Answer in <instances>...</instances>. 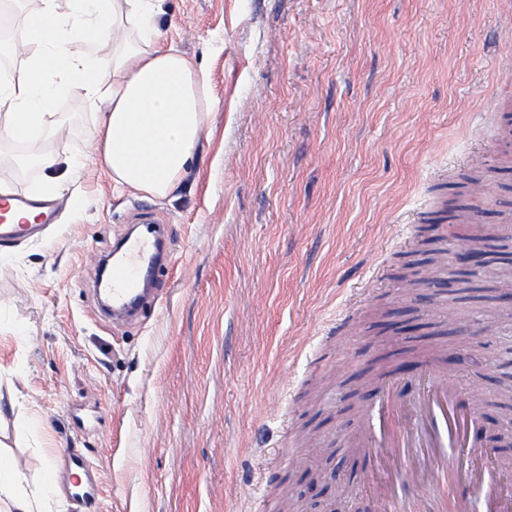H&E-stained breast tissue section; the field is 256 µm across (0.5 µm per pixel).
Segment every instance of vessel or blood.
Here are the masks:
<instances>
[{
	"label": "vessel or blood",
	"instance_id": "1",
	"mask_svg": "<svg viewBox=\"0 0 512 512\" xmlns=\"http://www.w3.org/2000/svg\"><path fill=\"white\" fill-rule=\"evenodd\" d=\"M26 207L40 209L43 223L52 222L50 200L19 190L0 200V237L26 232V225L10 220L16 210ZM159 237L151 230L122 243L106 294L113 311L130 314L144 309L140 273L146 262L159 261ZM475 415L462 386L449 379L447 369L423 363L408 378L387 365L368 403L361 438L366 487L379 499L380 512H403L398 494L401 467L416 454L438 463L437 475L454 497L455 512H470L469 501L477 494L483 497V512H512L511 494L486 487L484 468L469 437Z\"/></svg>",
	"mask_w": 512,
	"mask_h": 512
}]
</instances>
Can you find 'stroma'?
<instances>
[{
	"label": "stroma",
	"instance_id": "35a3bbf8",
	"mask_svg": "<svg viewBox=\"0 0 512 512\" xmlns=\"http://www.w3.org/2000/svg\"><path fill=\"white\" fill-rule=\"evenodd\" d=\"M163 41L206 70L219 104L198 157L165 198L116 188L92 141L103 113L60 98L76 158L57 224L0 239V443L28 478L93 476L85 512H277L304 476L342 494L309 512H376L347 439V396L406 336L473 357L458 367L498 437L487 478L512 488V325L467 293L400 290L427 250L424 220L488 155L512 85V0H163ZM169 227L163 299L112 321L97 258L133 214ZM75 448L89 474L70 471Z\"/></svg>",
	"mask_w": 512,
	"mask_h": 512
}]
</instances>
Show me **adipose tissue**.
<instances>
[{
    "label": "adipose tissue",
    "instance_id": "1",
    "mask_svg": "<svg viewBox=\"0 0 512 512\" xmlns=\"http://www.w3.org/2000/svg\"><path fill=\"white\" fill-rule=\"evenodd\" d=\"M41 0L31 15L25 66L0 71V138L24 141L59 129L52 109L64 94L107 112L94 134L99 158L115 186L155 198L172 194L195 160L218 104L209 76L165 46L159 0ZM111 34V60L78 54L74 44ZM56 491L31 490L18 460L0 449V512H44Z\"/></svg>",
    "mask_w": 512,
    "mask_h": 512
}]
</instances>
